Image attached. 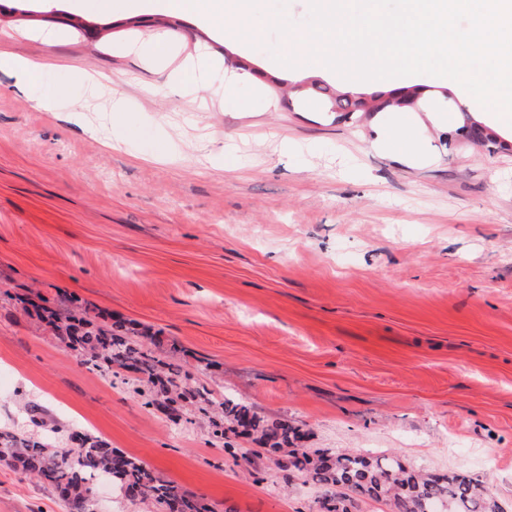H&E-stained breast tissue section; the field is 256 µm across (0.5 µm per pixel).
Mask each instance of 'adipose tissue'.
<instances>
[{"label":"adipose tissue","instance_id":"ef3b65f1","mask_svg":"<svg viewBox=\"0 0 512 512\" xmlns=\"http://www.w3.org/2000/svg\"><path fill=\"white\" fill-rule=\"evenodd\" d=\"M101 12L109 13L121 8L129 12L152 14L193 13L210 26H225L226 18L248 17L252 0H98Z\"/></svg>","mask_w":512,"mask_h":512}]
</instances>
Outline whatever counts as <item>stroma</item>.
<instances>
[{
  "label": "stroma",
  "mask_w": 512,
  "mask_h": 512,
  "mask_svg": "<svg viewBox=\"0 0 512 512\" xmlns=\"http://www.w3.org/2000/svg\"><path fill=\"white\" fill-rule=\"evenodd\" d=\"M0 54L44 62L27 86L0 70V431L57 447L88 433L142 460L210 512H317L321 487L207 419L144 408L138 381L105 380L17 295L70 298L178 343L204 384L299 427L298 447L396 455L465 471L512 512V152L454 134L457 82L411 75L418 150L385 148L396 113L337 119L297 86L341 78L302 54L309 0H254L245 45L191 15L150 19L6 0ZM157 39L166 56L129 55ZM218 60L209 90L168 83ZM111 79L115 114L75 72ZM234 85L225 100V85ZM62 88L43 112V89ZM101 115L89 135L78 113ZM225 150L223 167L206 155ZM0 512H64L43 481L0 462Z\"/></svg>",
  "instance_id": "1"
}]
</instances>
